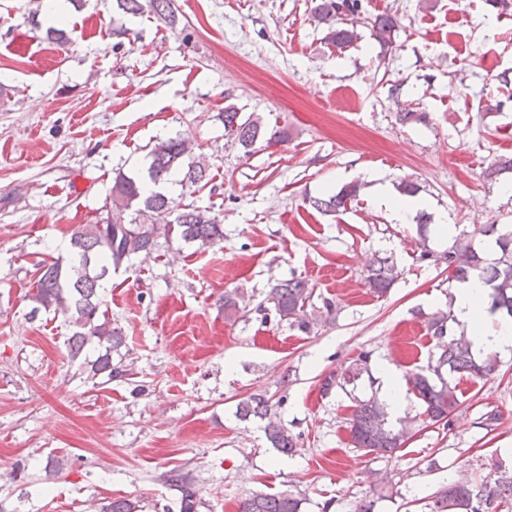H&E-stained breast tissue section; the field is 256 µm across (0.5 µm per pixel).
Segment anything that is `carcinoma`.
Returning a JSON list of instances; mask_svg holds the SVG:
<instances>
[{
  "label": "carcinoma",
  "instance_id": "carcinoma-1",
  "mask_svg": "<svg viewBox=\"0 0 512 512\" xmlns=\"http://www.w3.org/2000/svg\"><path fill=\"white\" fill-rule=\"evenodd\" d=\"M117 8L125 14L138 15L146 10L163 20L175 22L172 0H116ZM362 0H316L313 17L327 25L326 40L342 50L360 38L357 28L349 25L350 17L362 12ZM396 19L389 13L373 21L372 36L383 47L393 43ZM225 135L233 138L245 149L267 137V142H280L286 132L280 129L266 131L259 120L243 117L233 105L222 112ZM191 149L180 138L157 139L150 151L151 162L147 169L149 180L155 184L170 182L174 172L183 174L179 185L193 187L206 180V168L190 159ZM360 192V185L350 183L338 192L310 200L313 208L325 215H334L346 208ZM105 216L94 224L78 227L70 238L66 257L51 263H42L37 269L35 288L31 296L34 303L31 313L42 310L62 315L74 328L67 338L68 355L77 359L88 344L95 342L104 347L91 364L92 376L103 374L107 380L128 375L124 365L112 364V350L126 344L121 329L112 326V320L100 311L103 305V282L112 269L119 268L132 255H151L159 240H181L208 247L223 239L224 231L217 216L208 210L188 207L171 215L166 194L152 191L142 182L118 171L112 178L109 198L103 206ZM484 237L495 238L498 257L486 261L472 246H466V258L459 261V253L452 246L438 255L448 265L450 278L463 282L470 275L479 277L491 289L490 314L512 317V231L497 224H484L475 230ZM400 272L387 257H379L367 268L365 282L370 290L383 296L398 279ZM313 290L302 280H288L270 288L267 301L272 304L279 321L300 331H311L317 318L308 311ZM452 312H436L428 320V331L436 340V352L427 365L406 374V380L421 400L426 422L435 425L449 424V415L458 406L457 376L484 379L498 367L497 352L487 349L477 359L471 352L470 342L464 334H455ZM368 370V355L345 367L338 376L323 384V391L337 387L342 391L353 384ZM241 417L250 416L267 420L265 433L273 447L283 453L294 451L295 442L288 430L272 418L270 399L253 394L238 404ZM387 405L377 398L358 400L349 420L351 445L369 454L390 455L401 448L410 433L411 424L397 429L389 423ZM198 491L190 482H183L178 512H197ZM512 505V474L498 470L493 478L479 484L455 482L441 486L429 503L430 512H501ZM300 501L288 493H255L242 500L239 512H299ZM99 512H143L139 499L114 498L102 505Z\"/></svg>",
  "mask_w": 512,
  "mask_h": 512
}]
</instances>
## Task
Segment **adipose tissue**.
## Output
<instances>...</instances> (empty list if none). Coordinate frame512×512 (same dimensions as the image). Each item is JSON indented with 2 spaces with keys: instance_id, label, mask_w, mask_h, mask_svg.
<instances>
[{
  "instance_id": "adipose-tissue-1",
  "label": "adipose tissue",
  "mask_w": 512,
  "mask_h": 512,
  "mask_svg": "<svg viewBox=\"0 0 512 512\" xmlns=\"http://www.w3.org/2000/svg\"><path fill=\"white\" fill-rule=\"evenodd\" d=\"M486 292V284L475 277L458 283L453 290V315L464 327L472 352L476 355L490 345L504 352L512 350V318L499 319L498 328L492 334L484 326L481 303Z\"/></svg>"
}]
</instances>
